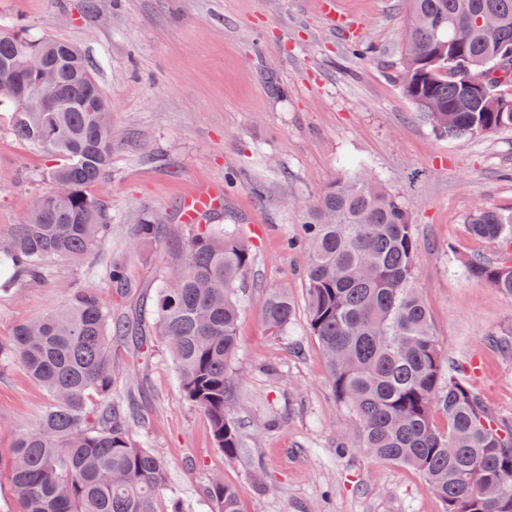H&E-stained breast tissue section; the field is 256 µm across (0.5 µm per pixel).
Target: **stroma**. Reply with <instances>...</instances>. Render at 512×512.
Wrapping results in <instances>:
<instances>
[{
    "label": "stroma",
    "instance_id": "obj_1",
    "mask_svg": "<svg viewBox=\"0 0 512 512\" xmlns=\"http://www.w3.org/2000/svg\"><path fill=\"white\" fill-rule=\"evenodd\" d=\"M339 6L342 26L323 0H0V20L82 52L112 105L111 166L93 189L111 206V232L80 266L52 258L50 279L0 288V337L64 305L68 281L96 291L113 316L153 329L170 240L191 231L177 206L197 185L221 193L219 222L236 225L252 248L233 363L236 458L224 457L208 419L181 397L160 337L147 357L132 338L112 341L119 395L145 418L133 439L167 462L170 489L197 505L220 473L239 489L241 512H445L415 470L336 451L353 418L328 388L309 327L306 256L287 242L340 176L363 174L404 201L437 344L512 422V351L495 346L512 331V295L465 266L476 253L500 257L497 243L470 236L467 220L479 208H512V130L436 134L395 78L408 0ZM58 162L0 119V236L48 190ZM150 217L169 224L170 239L132 248ZM113 266L126 292L112 290ZM272 288L287 289L295 307L280 335L262 317ZM46 402L21 365L0 369V455Z\"/></svg>",
    "mask_w": 512,
    "mask_h": 512
}]
</instances>
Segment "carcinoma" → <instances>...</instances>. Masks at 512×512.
Wrapping results in <instances>:
<instances>
[{
    "mask_svg": "<svg viewBox=\"0 0 512 512\" xmlns=\"http://www.w3.org/2000/svg\"><path fill=\"white\" fill-rule=\"evenodd\" d=\"M59 69L67 99L59 112H22L0 93L20 140L58 154L52 189L39 195L22 223L0 237L3 286L45 279V261L74 263L110 232L108 203L91 189L112 158L110 102L86 57L51 37L32 41L0 24V83L35 52ZM506 52L511 57L497 95L474 93ZM398 78L416 110L442 136L459 138L512 130V0H410L406 50ZM476 239L512 247V209H481L467 221ZM164 233L146 220L135 246ZM310 330L328 366V384L356 423L337 448L358 449L416 470L445 512H512V426L500 422L438 347L429 309L414 282L419 244L408 208L372 180L341 176L307 209ZM249 245L229 224L209 220L172 244L159 280L156 331L172 358L181 395L209 420L216 447L232 459L241 448L229 412L236 327ZM468 271L512 294V260H467ZM66 303L19 320L0 337V367L19 363L48 394L35 424L14 441L8 479L16 512H193L169 487L167 463L130 434L135 414L116 392L110 344L114 336L142 335L112 317L100 296L70 282ZM268 330L283 333L294 306L283 288L263 301ZM445 416L446 429L433 424ZM209 512H240V491L213 476ZM165 507H160V504Z\"/></svg>",
    "mask_w": 512,
    "mask_h": 512,
    "instance_id": "cac0c4a2",
    "label": "carcinoma"
}]
</instances>
